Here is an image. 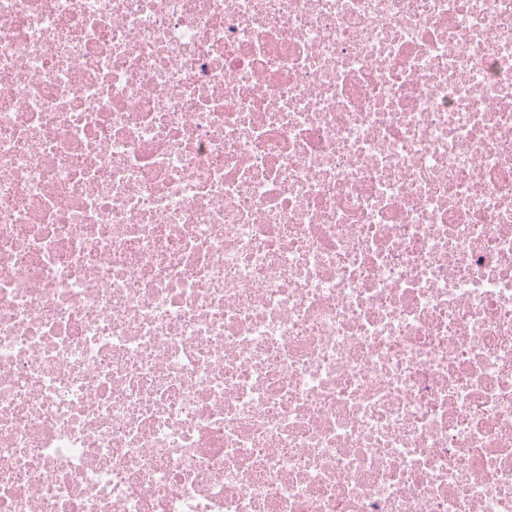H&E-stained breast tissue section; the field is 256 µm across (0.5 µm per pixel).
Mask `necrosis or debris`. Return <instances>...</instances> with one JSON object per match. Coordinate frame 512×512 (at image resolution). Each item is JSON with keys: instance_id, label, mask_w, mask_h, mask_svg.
<instances>
[{"instance_id": "1", "label": "necrosis or debris", "mask_w": 512, "mask_h": 512, "mask_svg": "<svg viewBox=\"0 0 512 512\" xmlns=\"http://www.w3.org/2000/svg\"><path fill=\"white\" fill-rule=\"evenodd\" d=\"M0 512H512V0H0Z\"/></svg>"}]
</instances>
